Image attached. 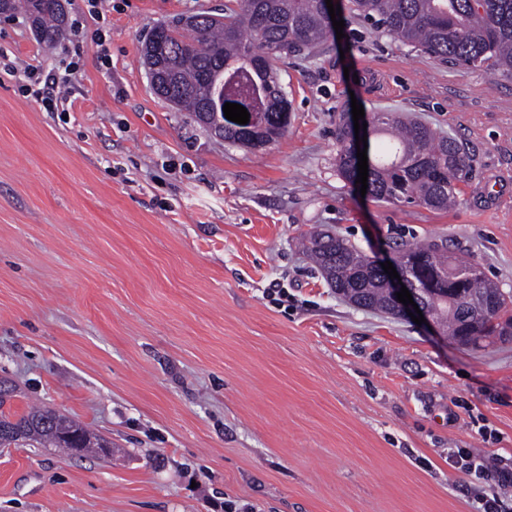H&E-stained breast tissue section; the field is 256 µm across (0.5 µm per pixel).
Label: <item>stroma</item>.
Listing matches in <instances>:
<instances>
[{"instance_id": "stroma-1", "label": "stroma", "mask_w": 512, "mask_h": 512, "mask_svg": "<svg viewBox=\"0 0 512 512\" xmlns=\"http://www.w3.org/2000/svg\"><path fill=\"white\" fill-rule=\"evenodd\" d=\"M226 0H63L45 47L0 17V378L112 442L111 459L0 450V512H474L456 448L512 457V341L462 346L360 309L300 240L370 256L446 239L512 294V74L464 69L343 13L278 65L288 131L249 149L158 98L139 37ZM79 67L46 111L22 91ZM457 138L447 211L336 171L352 103Z\"/></svg>"}]
</instances>
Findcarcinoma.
<instances>
[{"instance_id": "obj_1", "label": "carcinoma", "mask_w": 512, "mask_h": 512, "mask_svg": "<svg viewBox=\"0 0 512 512\" xmlns=\"http://www.w3.org/2000/svg\"><path fill=\"white\" fill-rule=\"evenodd\" d=\"M0 5L8 14L23 12L46 45L56 43L64 31V13L55 0H0ZM348 9L433 57L512 73V0H348ZM331 25L320 0H233L220 18L180 16L159 34L171 48L166 55L174 87L170 104L197 116L206 106L208 77L224 66V101L263 113V120L250 129H224L227 138L247 148L254 140L272 144L288 129L279 108L277 63L327 41ZM371 134H389L392 143L371 155L374 169L367 195L435 211L455 205L456 183L473 168L472 157L457 139L394 112L372 113ZM336 142L337 172L351 184L355 132L344 113L336 123ZM306 248L336 294L360 308L399 314L372 257L317 230L309 234ZM396 261L422 288L425 306L444 335L472 346L512 339V297L479 265L456 261L443 242L405 244ZM0 445L112 455V442L68 417L55 416V409L35 406L19 414L1 399Z\"/></svg>"}]
</instances>
